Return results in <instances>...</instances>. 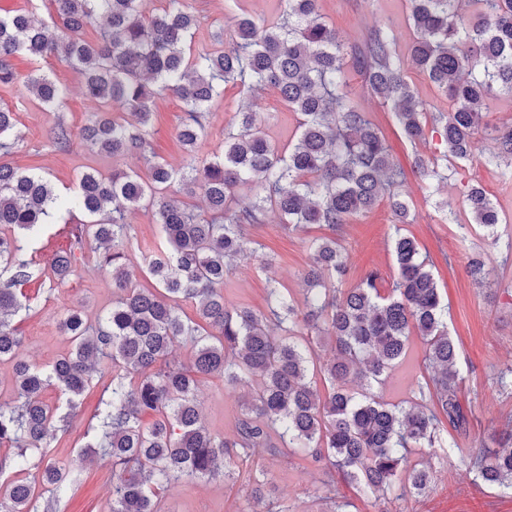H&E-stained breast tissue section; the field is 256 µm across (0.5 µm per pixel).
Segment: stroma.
<instances>
[{
	"label": "stroma",
	"mask_w": 512,
	"mask_h": 512,
	"mask_svg": "<svg viewBox=\"0 0 512 512\" xmlns=\"http://www.w3.org/2000/svg\"><path fill=\"white\" fill-rule=\"evenodd\" d=\"M198 16L194 47H212L211 34L216 28L231 30L234 18L225 8V0H187ZM320 11L349 51L364 47L372 32L381 30L392 38L397 52L407 54L416 38L409 20V0H320ZM19 74L40 69L65 84L69 95L62 108L44 106L19 85L0 86V106L16 114L22 139L10 157L20 169L46 175L62 194L72 193L78 177L88 171L107 174L112 170L110 157L87 151L80 141L61 150L52 143V130L65 121L79 130L91 112L98 108L83 88V77L63 58L52 56L34 60L19 56L13 60ZM344 79L350 98L359 111L377 122L386 138L395 163L406 172L403 194L409 199L414 216L405 231L417 241L423 257L433 272L443 299L448 304V333L459 350L458 368L462 376L459 398L468 413L466 432L458 434L455 447L433 459V479L426 494L397 502L398 512H512V492L485 487L476 479L467 462L469 454L490 444L494 432L512 420V398L502 396L496 384L500 372L512 367V254H507L505 240L512 237V182L502 170L480 162L449 163L450 179L439 190L427 192L413 171L415 156L433 158L441 149L439 138L413 146L401 135L391 114L379 99L362 85L352 58L344 66ZM155 115L150 127L151 149L157 159L181 166L183 152L176 133L182 115V103L167 94L154 100ZM251 110L264 121V132L275 144L284 146L295 140L297 115L289 110L277 90L267 88L254 97L243 96L239 89L226 87L208 114V135L198 148V156L207 159L224 147V129L236 113ZM483 188L498 209L503 222L497 237L487 236L477 225L446 221V212L458 211L459 201L471 186ZM393 216L387 203L352 218L349 223L331 229L310 224L297 231L285 230L276 216L249 229L261 253L245 251L235 262V271L224 283L227 307H248L257 312L268 308V278H275L291 292L296 302L305 297L302 271L310 262L308 243L317 237L335 236L350 256V282H357L367 271L382 275L383 287H391L396 276L391 249ZM48 225L30 249L36 262L35 276L23 285L27 308L13 323L25 342L26 354L40 365L55 361L68 351L70 344L60 327L62 315L69 309H81L88 319L111 308L116 295L110 274L99 270L91 249H84L73 274L63 284H54L47 253L63 245L65 237ZM157 225L151 212L136 210L128 219L127 237L131 242L129 271L138 283H146L143 269L145 252L156 241ZM272 257V266L260 270L261 255ZM480 256L486 277L475 282L468 273V256ZM410 355L392 371L384 389L385 400L397 403L411 398V390L420 381L424 344L412 337ZM104 381L95 378L82 397L78 415L65 435L52 443V458L69 463L80 479L58 505L57 512H109L112 502V476L94 457L79 458L91 418L100 405ZM241 390L225 387L218 376L201 379L198 397L203 421L213 433L232 435L240 412ZM260 472L264 491L280 512H333L334 501L346 502V512H378L375 497L344 482L336 484L335 500H328L321 483L322 472L309 460L272 456L253 457L246 472L229 480L182 481L163 494L166 512H254L256 505L247 495L249 473Z\"/></svg>",
	"instance_id": "stroma-1"
}]
</instances>
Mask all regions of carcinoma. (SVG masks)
I'll return each instance as SVG.
<instances>
[{
	"label": "carcinoma",
	"instance_id": "cac0c4a2",
	"mask_svg": "<svg viewBox=\"0 0 512 512\" xmlns=\"http://www.w3.org/2000/svg\"><path fill=\"white\" fill-rule=\"evenodd\" d=\"M54 12L38 20L28 11L0 15V85L20 82L42 104L58 108L65 85L35 70L19 79L20 54H61L84 77L86 93L112 100L123 111L95 112L80 131L84 146L112 157V174L85 172L75 194L60 196L51 181L7 162L16 145L14 113L0 108V361L13 364L11 397L0 401V512H56L77 482L71 465L47 458L66 431L79 399L99 373H112L107 396L94 414L93 434L81 451L112 468L110 512H164L163 492L186 480L230 476L260 448L290 457L304 453L323 468L324 485L335 475L362 491H396V498L429 486L431 460L444 447L443 432L463 431L468 419L458 396L459 351L448 335L447 306L416 241L400 225L413 222L399 193L404 172L395 166L379 126L349 100L343 68L349 52L320 12L319 0H282L275 23L235 15L233 45L224 30L212 33L217 48L193 50L195 16L185 0H50ZM417 37L407 56L391 37L369 35L356 63L368 90L380 97L412 145L438 134L443 157L506 164L512 177V126L489 127L483 106L495 92L512 95V0H410ZM95 25L100 40L76 37ZM423 73L453 103L433 114L406 80V67ZM254 92L276 88L298 115L288 147L270 142L254 112H240L224 135V152L212 161L197 156L207 136L208 112L227 85ZM171 93L183 103L178 139L183 164L148 158L152 99ZM495 143L480 153L481 137ZM73 133L58 122L52 143L65 149ZM138 155L148 179L117 165ZM421 182L447 180L437 161L415 160ZM201 190L200 212L169 191ZM388 198L397 223L391 238L396 278L389 291L378 272L347 288L349 260L334 238L312 241L304 275L307 299L299 307L290 291L269 281L265 313L224 305V281L237 255L252 244L246 228L274 212L287 228L336 227ZM79 210L88 221L69 224V247L53 253L57 282L73 273L76 251L94 245L98 268L111 273L117 299L89 323L71 309L61 321L71 349L49 365L30 361L11 317L25 308L17 286L35 275L24 243L40 236L57 211ZM144 209L161 236L144 258L153 287L134 283L125 249L128 214ZM462 209L471 223L495 235L501 217L484 191L471 187ZM196 303L200 321L185 320L182 304ZM423 340L428 372L406 405L380 399L382 384L408 353L410 337ZM327 341L334 356L317 362L314 344ZM188 343L191 361L172 356ZM216 375L247 391L233 438L202 422L199 378ZM323 379L327 392L317 386ZM355 381L364 388H348ZM55 389L58 400L42 393ZM154 416L144 425L141 416ZM277 434L273 443L271 434ZM492 448H477L470 466L490 488L512 489V421ZM39 455L32 462L33 455Z\"/></svg>",
	"mask_w": 512,
	"mask_h": 512
}]
</instances>
